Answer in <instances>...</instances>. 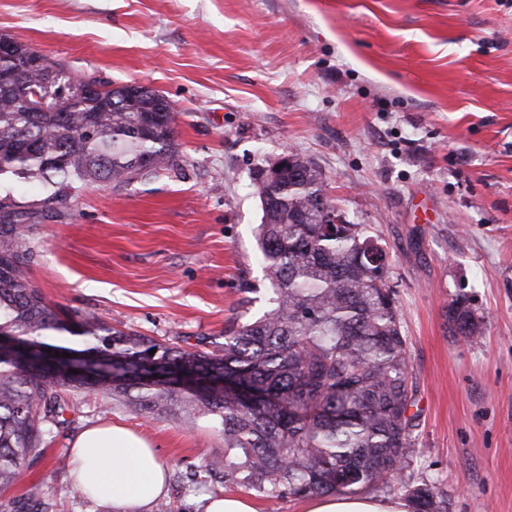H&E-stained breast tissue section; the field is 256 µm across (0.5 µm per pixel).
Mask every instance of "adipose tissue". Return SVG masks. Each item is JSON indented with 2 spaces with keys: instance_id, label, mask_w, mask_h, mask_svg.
<instances>
[{
  "instance_id": "obj_1",
  "label": "adipose tissue",
  "mask_w": 512,
  "mask_h": 512,
  "mask_svg": "<svg viewBox=\"0 0 512 512\" xmlns=\"http://www.w3.org/2000/svg\"><path fill=\"white\" fill-rule=\"evenodd\" d=\"M71 470L83 491H101L114 512H147L165 491V468L148 443L121 426L82 431L70 452ZM304 512H410L402 499L345 494L314 495Z\"/></svg>"
}]
</instances>
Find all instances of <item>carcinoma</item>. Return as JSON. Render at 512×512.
Wrapping results in <instances>:
<instances>
[{
  "label": "carcinoma",
  "mask_w": 512,
  "mask_h": 512,
  "mask_svg": "<svg viewBox=\"0 0 512 512\" xmlns=\"http://www.w3.org/2000/svg\"><path fill=\"white\" fill-rule=\"evenodd\" d=\"M15 51L3 68L9 78L0 81V182H33L44 193L32 200L0 194V339L18 347L0 358V492L43 452V437L67 423L65 395L74 392L102 393L145 417L207 419L224 435V456L205 469L271 501L388 486L408 464L420 420L392 265L386 253L368 257L373 236L364 225L331 223L336 209L320 170L290 152L284 165L267 163L272 180L252 179L270 309L229 325L223 343L183 348L132 336L94 315L69 316L28 276L22 240L29 215L54 211L93 184L121 188L179 174L173 112L152 89L126 85L91 95L53 63L24 69L36 49L18 43ZM62 84L66 111L22 110L21 90L51 100ZM448 325L465 338L480 333V319L458 299L448 307ZM60 348L127 373L88 380L62 368L25 367L23 353ZM156 369L195 373L200 389L180 391L155 377ZM219 377L240 390L209 384ZM406 492L413 512H448L447 495L434 483Z\"/></svg>",
  "instance_id": "obj_1"
}]
</instances>
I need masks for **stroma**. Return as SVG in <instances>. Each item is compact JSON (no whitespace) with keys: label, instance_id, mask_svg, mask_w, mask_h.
Returning <instances> with one entry per match:
<instances>
[{"label":"stroma","instance_id":"1","mask_svg":"<svg viewBox=\"0 0 512 512\" xmlns=\"http://www.w3.org/2000/svg\"><path fill=\"white\" fill-rule=\"evenodd\" d=\"M68 74L164 95L182 173L100 185L40 215L23 246L48 303L190 346L260 317L255 166L310 160L326 196L380 237L421 410L409 467L374 497L431 482L448 512H512V0H0V37ZM463 298L481 336L452 335ZM8 498L113 512L69 466L87 426L127 427L168 467L165 497L203 512L224 438L71 396Z\"/></svg>","mask_w":512,"mask_h":512}]
</instances>
